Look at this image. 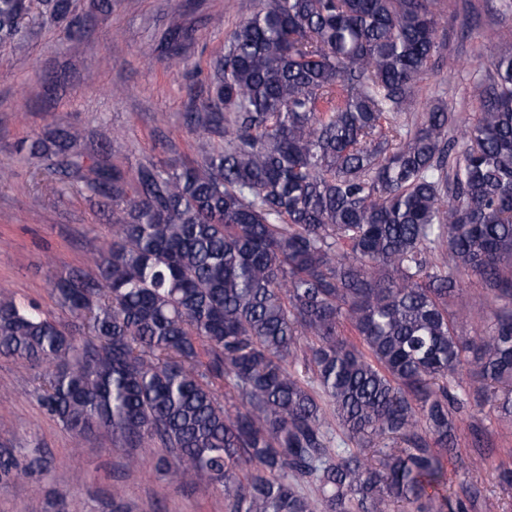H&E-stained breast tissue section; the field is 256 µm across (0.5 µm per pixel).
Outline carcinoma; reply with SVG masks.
<instances>
[{
    "label": "carcinoma",
    "instance_id": "carcinoma-1",
    "mask_svg": "<svg viewBox=\"0 0 512 512\" xmlns=\"http://www.w3.org/2000/svg\"><path fill=\"white\" fill-rule=\"evenodd\" d=\"M440 2L258 0L185 113L200 162L132 188L73 127L32 143L115 206L95 272L54 283L88 336L0 296V355L44 369L50 417L158 443L157 470L226 512L492 509L445 458L468 408L512 418V52L486 59L462 136L441 99L406 117ZM35 26L75 42L84 20L0 0V42ZM473 278L493 320L469 336L449 304ZM18 475L0 448V483Z\"/></svg>",
    "mask_w": 512,
    "mask_h": 512
}]
</instances>
